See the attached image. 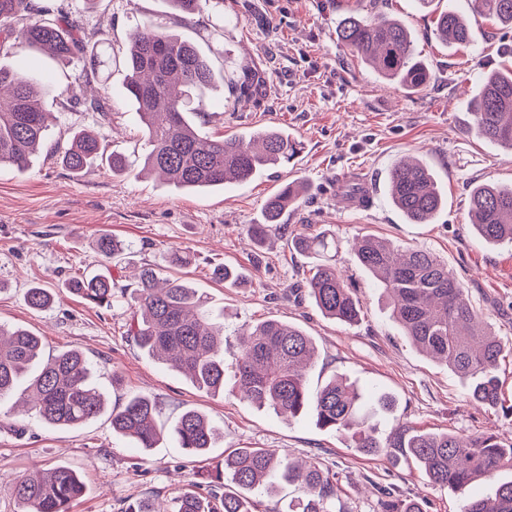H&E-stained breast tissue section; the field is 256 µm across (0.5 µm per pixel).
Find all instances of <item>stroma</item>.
I'll list each match as a JSON object with an SVG mask.
<instances>
[{
  "mask_svg": "<svg viewBox=\"0 0 512 512\" xmlns=\"http://www.w3.org/2000/svg\"><path fill=\"white\" fill-rule=\"evenodd\" d=\"M468 14L467 45L443 43L435 31L437 11L448 4ZM43 18L65 13L84 32L93 50L109 56L111 67L87 80L84 61L61 63L43 54H0V67L24 70L47 90L53 142L66 145L75 132L98 133L104 149L122 154L126 169L104 165L82 177L43 149L27 173L0 167V323L41 337L46 355L78 349L89 358L94 382L109 406L147 395L161 409L169 429L193 409L219 428L209 453L192 457L172 434L156 448L142 450L116 436L108 416L78 428L46 425L36 414L16 416L0 404V512H22L14 486L33 468L65 465L85 484L70 512H121L126 502L149 496L172 504L188 488L210 489L225 455L239 448H274L296 460H312L338 476L343 512H380L385 492L423 502L426 512H463L470 497L493 495L479 482L455 491L431 485L417 462L399 449L365 455L341 433L320 428L312 413L284 419L239 396H213L141 351L127 332L125 293L137 284L140 265H166L170 251L190 262L178 268L208 299L207 308L224 327V361L234 363L241 329L276 318L300 327L316 346L308 386L316 390L339 376L364 397L391 394L389 411L373 418L380 439L410 428L463 434L496 432L512 440V416L476 405L468 384L448 367L420 354L390 318L380 291L359 266L351 244L372 234L396 246L417 245L447 262L467 288L488 329L512 344V244L490 246L469 227V191L475 182L512 185V153L468 134V103L483 71L512 63V26L473 14L470 0H224L223 12L207 9L185 21L165 10L163 0H35ZM403 20L429 70V82L408 94L384 80L338 43L336 28L352 10ZM163 22L195 41L208 55L216 82L196 123L215 139L261 129H285L303 144L287 167L256 174L246 182L207 192L175 190L157 178H143L145 133L123 95L130 28ZM250 68L263 83L257 99L240 102L226 77ZM107 111H91V99ZM406 156L434 173L446 204L431 223L406 222L388 195L392 165ZM370 182L361 210H346L338 184L355 174ZM302 180L309 192L284 217L290 230L309 236L335 235L336 264L363 303L359 323L323 316L294 289L309 260L292 251L285 234L269 233L253 244L249 225L260 222L266 199L284 184ZM123 241L121 262L100 264L99 235ZM242 274L225 287L217 268ZM110 275L121 296L111 306L87 304L71 294L76 276ZM52 289L51 308L35 310L25 300L30 285Z\"/></svg>",
  "mask_w": 512,
  "mask_h": 512,
  "instance_id": "1",
  "label": "stroma"
}]
</instances>
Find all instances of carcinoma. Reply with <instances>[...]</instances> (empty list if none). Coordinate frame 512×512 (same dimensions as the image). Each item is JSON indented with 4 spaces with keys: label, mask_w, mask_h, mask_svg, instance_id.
Wrapping results in <instances>:
<instances>
[{
    "label": "carcinoma",
    "mask_w": 512,
    "mask_h": 512,
    "mask_svg": "<svg viewBox=\"0 0 512 512\" xmlns=\"http://www.w3.org/2000/svg\"><path fill=\"white\" fill-rule=\"evenodd\" d=\"M169 8L188 18L206 7L218 9L224 0H165ZM480 14L512 25V0H479ZM443 41L464 46L470 27L463 14L448 7L436 19ZM339 43L371 63L385 79L416 92L426 86L429 72L416 59L414 40L407 27L382 14L352 12L338 23ZM124 59L128 71L124 96L136 109L145 128L149 152L145 168L182 190L209 191L226 183L244 182L263 170L290 163L302 143L284 130L257 131L249 138L214 139L194 121L215 85L209 58L197 43L171 33L162 24L130 29ZM78 25L61 16L51 22L35 17L31 0H0V50L23 49L70 61L84 52ZM39 82L32 76L0 69V167L23 173L30 157L49 139L47 113L38 99ZM260 88V76L243 72L233 82L235 99L251 98ZM471 132L478 138L512 151V69H492L470 102ZM99 136L74 133L61 151V163L71 173L85 175L103 159ZM308 191L293 181L271 195L263 207L262 222L249 233L258 243L280 226L288 208L298 205ZM393 205L410 224H426L443 208L444 198L428 166L400 161L389 173ZM471 224L488 244L512 243V186L493 183L472 186L469 194ZM293 248L312 260L305 288L322 314L345 324L360 320L362 302L336 266L338 244L326 233L296 234ZM123 244L109 234L97 240L98 255L106 262L122 255ZM359 264L368 270L382 291L392 318L424 355L444 364L468 382L476 403L512 412L504 405L500 362L512 348L485 330H476L479 313L468 291L448 265L418 246L397 248L365 235L354 246ZM69 290L86 302L110 305L112 278L95 274L74 279ZM26 301L34 309L53 302L48 288H27ZM205 296L180 277L161 278L155 265L141 266L130 306L129 335L149 356L170 365L194 387L209 394L224 393L223 327L209 322ZM240 353L232 365L235 389L259 408L294 417L310 411L322 428L349 434L363 454L383 448H403L419 464L429 482L454 490L481 481H497L512 468V443L503 444L492 432H397L384 443L371 419L391 406L386 393L367 404L355 384L342 377L329 380L316 393L307 386V370L315 356L312 339L301 328L266 319L239 338ZM42 338L23 328L0 326V400L15 393L24 381L30 405L44 423L75 428L97 419L106 410L93 384L88 359L76 349L42 361ZM154 399L138 395L110 413L112 432L139 447H156L161 432ZM172 434L180 447L203 455L216 441V429L201 413L189 409L175 421ZM214 494L203 498L186 491L170 511L150 498L129 504L124 512H252L249 496L274 492L278 483L301 484L315 500L303 512H329L326 504L338 498V483L316 462L295 464L272 449L239 448L216 469ZM84 493V484L69 467L36 468L15 485L23 512H69ZM381 512H423L415 499L386 493ZM465 512H512V480L498 481L490 497L474 498Z\"/></svg>",
    "instance_id": "1"
}]
</instances>
